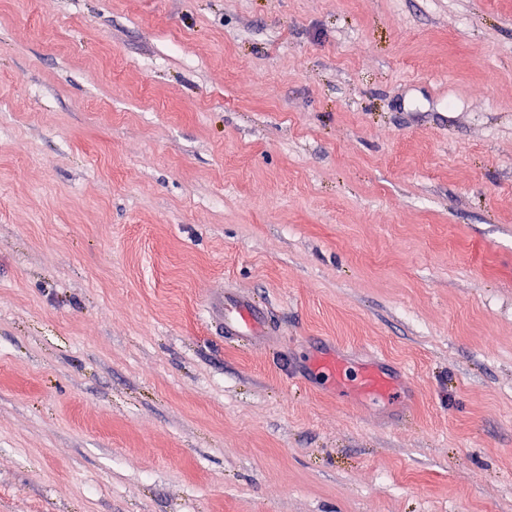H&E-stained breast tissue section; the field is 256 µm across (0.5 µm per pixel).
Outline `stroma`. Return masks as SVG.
I'll return each instance as SVG.
<instances>
[{
  "instance_id": "stroma-1",
  "label": "stroma",
  "mask_w": 512,
  "mask_h": 512,
  "mask_svg": "<svg viewBox=\"0 0 512 512\" xmlns=\"http://www.w3.org/2000/svg\"><path fill=\"white\" fill-rule=\"evenodd\" d=\"M0 512H512V0H0ZM268 318L262 307L251 299L224 293L220 314L214 319L215 326L224 330L230 340L256 345L261 342Z\"/></svg>"
}]
</instances>
